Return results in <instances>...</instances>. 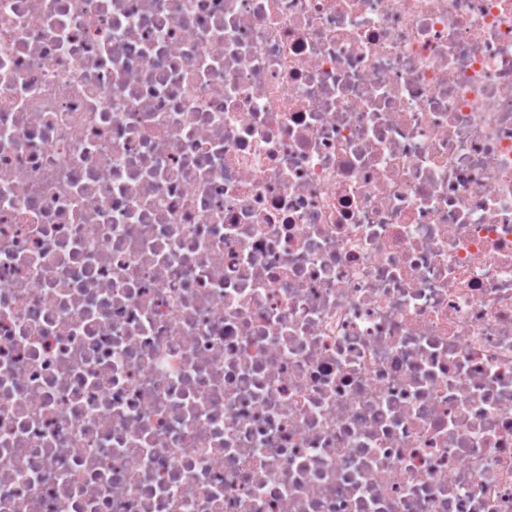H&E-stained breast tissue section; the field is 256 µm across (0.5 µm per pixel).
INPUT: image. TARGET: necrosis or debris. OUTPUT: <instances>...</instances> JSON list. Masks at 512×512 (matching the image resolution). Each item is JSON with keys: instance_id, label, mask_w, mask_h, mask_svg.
I'll list each match as a JSON object with an SVG mask.
<instances>
[{"instance_id": "necrosis-or-debris-1", "label": "necrosis or debris", "mask_w": 512, "mask_h": 512, "mask_svg": "<svg viewBox=\"0 0 512 512\" xmlns=\"http://www.w3.org/2000/svg\"><path fill=\"white\" fill-rule=\"evenodd\" d=\"M0 512H512V0H0Z\"/></svg>"}]
</instances>
